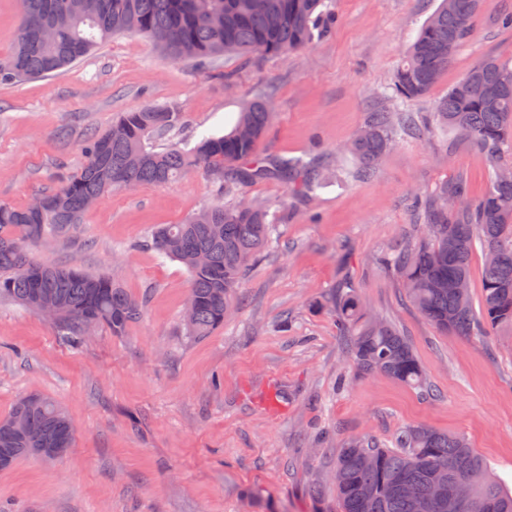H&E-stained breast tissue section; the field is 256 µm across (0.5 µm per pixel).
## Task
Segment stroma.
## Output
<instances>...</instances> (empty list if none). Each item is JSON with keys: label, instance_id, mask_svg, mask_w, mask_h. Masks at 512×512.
<instances>
[{"label": "stroma", "instance_id": "1", "mask_svg": "<svg viewBox=\"0 0 512 512\" xmlns=\"http://www.w3.org/2000/svg\"><path fill=\"white\" fill-rule=\"evenodd\" d=\"M439 5L334 0L331 32L280 58L175 61L128 33L56 75L0 84L2 204L25 205L77 172L86 136L107 131L120 113L174 108L183 114L174 140L193 143L230 131L243 106L265 93L273 119L260 155L312 153L322 174L304 201L278 180L246 187L247 200L288 203V218L223 328L202 341L182 334L185 268L139 242L152 227L217 203L222 176L199 170L112 191L69 237L35 247L38 260L107 274L147 303L124 335L96 327L73 347L48 320L0 299V416L19 396L42 393L75 429L62 458L0 470V512H336L341 445L360 435L388 441L412 424L465 435L512 488V327L443 334L376 263L412 233L414 197L460 177L479 198L493 165L438 126L393 147L368 180L355 178L346 150ZM507 11L512 0H480L448 71L405 111H434L485 57L512 59V29L496 24ZM346 279L371 313L409 338L435 397L357 373L326 309Z\"/></svg>", "mask_w": 512, "mask_h": 512}]
</instances>
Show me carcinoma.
<instances>
[{"instance_id":"carcinoma-1","label":"carcinoma","mask_w":512,"mask_h":512,"mask_svg":"<svg viewBox=\"0 0 512 512\" xmlns=\"http://www.w3.org/2000/svg\"><path fill=\"white\" fill-rule=\"evenodd\" d=\"M23 15L10 58L0 62V83L52 75L87 56L100 42L123 33L144 35L175 60L205 63L222 54L277 57L303 48L328 34L336 15L326 0H22ZM477 0H442L410 45L396 70L391 97L410 102L428 94L467 40ZM44 20L54 38L33 37ZM179 35L166 46L164 37ZM272 120L269 100L257 98L239 112L228 133L205 136L194 145L172 143L160 150L155 137L178 129L182 113L148 106L122 113L112 128L85 140L86 164L61 177V186L40 195L43 205L0 204V298L35 310L50 301L60 309L55 326L74 343L84 329L104 326L124 335L143 313L147 299L136 298L109 276L75 266L41 262L32 247L45 237L70 232L88 208V200L120 188L161 186L195 170L220 172L233 167L231 196L254 182L275 179L307 196L319 187L314 159L307 156L270 159L259 154ZM431 121L466 138L487 154L494 173L485 193L470 199L467 183L444 181L425 199L415 201L425 234L383 252L378 264L395 273L406 301L435 328L456 336H485L502 325L512 326V166L501 164L512 155V60L486 57L438 101ZM425 123L412 112L372 109L350 145L358 177H371L394 145L424 134ZM461 205L448 210V198ZM280 221L270 211L244 201L214 204L180 224L153 228L142 246L182 264L189 277L188 315L183 335L203 339L224 326L238 299L248 267L265 251ZM485 259L480 314L469 291L456 288L470 281L475 244ZM329 311L345 353L364 375L393 377L427 396H435L410 342L395 326L366 316L354 289L333 291ZM20 397L0 417V457L15 464L35 456L32 433L74 443V427L63 407L38 395L28 410ZM462 468L484 469L482 482L469 488L470 500L484 505L475 512H512V491L487 472L485 462L465 436L439 432L425 425L401 428L391 444L365 436L348 440L336 460L339 512H454L448 498L433 499L430 483L439 472L445 485L455 486L460 473L448 472V460Z\"/></svg>"}]
</instances>
